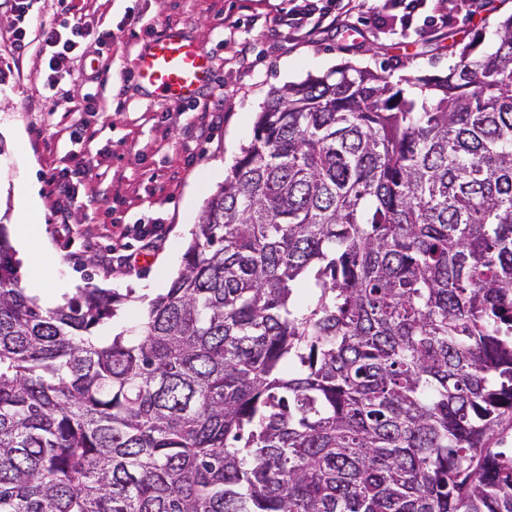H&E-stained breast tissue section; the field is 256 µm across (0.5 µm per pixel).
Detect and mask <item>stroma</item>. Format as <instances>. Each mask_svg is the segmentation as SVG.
I'll use <instances>...</instances> for the list:
<instances>
[{"mask_svg":"<svg viewBox=\"0 0 512 512\" xmlns=\"http://www.w3.org/2000/svg\"><path fill=\"white\" fill-rule=\"evenodd\" d=\"M290 5L291 0H72L66 15L57 0H30L36 23L83 17L95 30L112 33L102 54L75 60L65 101L44 87L48 57L37 29H30L28 46L18 49L12 39L15 17L8 0H0V127L19 126L25 134L20 149L0 137V176L38 183L42 221L35 235L48 242L45 256L58 283L126 295L119 318L142 312L177 276L190 228L251 139L271 88L347 63L393 81L443 72L458 59L454 45L479 31L485 46H492L499 18L512 13V0H422L407 22L400 9L366 0L313 41L280 43L276 20ZM168 27L183 29L211 60L204 95L222 112L201 140L182 129L191 104L157 97L134 75L138 56ZM243 50L250 60L245 69L237 65ZM93 67L100 80L85 85L84 74ZM87 92L96 95L99 111H71V101ZM78 120L91 136L77 142L70 126ZM76 155L90 162L81 192L105 201L89 212L73 211L74 232L68 236L59 226L63 202L50 194L47 179L52 171L72 169ZM142 224L162 236L157 251L140 253ZM89 241L96 245L90 252L84 249ZM116 244L136 254L134 266L112 263Z\"/></svg>","mask_w":512,"mask_h":512,"instance_id":"obj_1","label":"stroma"}]
</instances>
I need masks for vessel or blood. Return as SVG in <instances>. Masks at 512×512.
<instances>
[{
  "instance_id": "1",
  "label": "vessel or blood",
  "mask_w": 512,
  "mask_h": 512,
  "mask_svg": "<svg viewBox=\"0 0 512 512\" xmlns=\"http://www.w3.org/2000/svg\"><path fill=\"white\" fill-rule=\"evenodd\" d=\"M135 74L158 96L192 100L209 83L211 66L201 46L170 27L141 53Z\"/></svg>"
}]
</instances>
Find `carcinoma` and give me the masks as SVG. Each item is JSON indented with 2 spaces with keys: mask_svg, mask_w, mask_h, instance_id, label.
I'll list each match as a JSON object with an SVG mask.
<instances>
[{
  "mask_svg": "<svg viewBox=\"0 0 512 512\" xmlns=\"http://www.w3.org/2000/svg\"><path fill=\"white\" fill-rule=\"evenodd\" d=\"M483 41L272 89L129 323L0 228V512H512V14Z\"/></svg>",
  "mask_w": 512,
  "mask_h": 512,
  "instance_id": "cac0c4a2",
  "label": "carcinoma"
}]
</instances>
